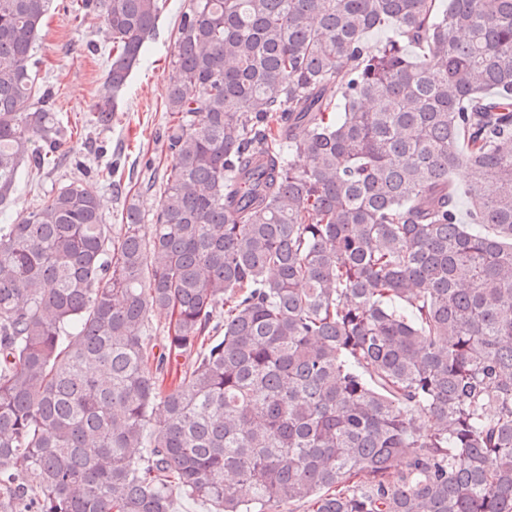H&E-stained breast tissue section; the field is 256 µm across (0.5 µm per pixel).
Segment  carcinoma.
Returning a JSON list of instances; mask_svg holds the SVG:
<instances>
[{
	"instance_id": "1",
	"label": "carcinoma",
	"mask_w": 512,
	"mask_h": 512,
	"mask_svg": "<svg viewBox=\"0 0 512 512\" xmlns=\"http://www.w3.org/2000/svg\"><path fill=\"white\" fill-rule=\"evenodd\" d=\"M50 7L0 0V207ZM75 10L109 127L159 0ZM174 66L153 223L76 179L0 224V512H512V0H190Z\"/></svg>"
}]
</instances>
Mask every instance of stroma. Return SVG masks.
Segmentation results:
<instances>
[{
    "mask_svg": "<svg viewBox=\"0 0 512 512\" xmlns=\"http://www.w3.org/2000/svg\"><path fill=\"white\" fill-rule=\"evenodd\" d=\"M188 0H161V21L150 43V55L135 71L118 100L109 128L90 121V112L104 88L107 52L112 37L99 16L71 12L67 0H53L44 36L37 50V82L54 92L55 109L63 116L65 135L58 162L42 175L20 171L7 213L19 222L52 188L74 179H96L111 159H119L120 190L101 184L106 220L121 221L125 190L139 191L145 214H152L157 183L168 162L160 134L166 121L164 102L175 74L176 29Z\"/></svg>",
    "mask_w": 512,
    "mask_h": 512,
    "instance_id": "obj_1",
    "label": "stroma"
}]
</instances>
